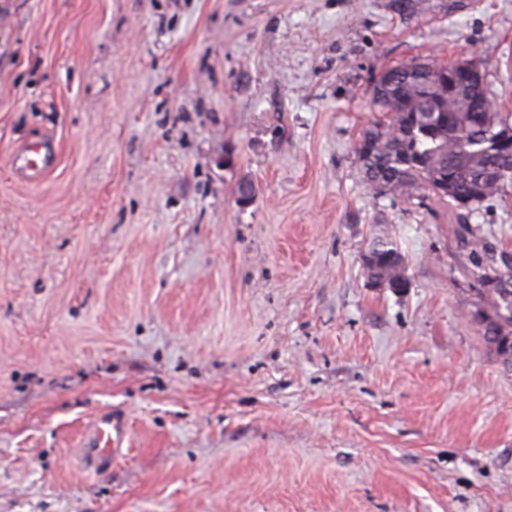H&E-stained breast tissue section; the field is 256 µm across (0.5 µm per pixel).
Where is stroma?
<instances>
[{
	"instance_id": "35a3bbf8",
	"label": "stroma",
	"mask_w": 512,
	"mask_h": 512,
	"mask_svg": "<svg viewBox=\"0 0 512 512\" xmlns=\"http://www.w3.org/2000/svg\"><path fill=\"white\" fill-rule=\"evenodd\" d=\"M472 52L512 114V0H0V512H512L466 244L512 257V184L467 217L356 153L380 72ZM14 166L30 178H39L53 166L50 147L46 144H32L20 148L14 157ZM372 245L378 246V257L375 267L373 269V273L380 279H385L390 284L391 288L396 291H400L403 288H407L408 282L405 278L406 285L402 287V279L399 274V266L393 260L391 256L392 253L401 254L398 245L395 241L386 238V237H376L374 238L369 247ZM127 416L120 409H106L95 415L82 435L84 461L95 471L106 472L124 459L130 448Z\"/></svg>"
}]
</instances>
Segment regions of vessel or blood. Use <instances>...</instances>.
I'll use <instances>...</instances> for the list:
<instances>
[{"instance_id": "vessel-or-blood-1", "label": "vessel or blood", "mask_w": 512, "mask_h": 512, "mask_svg": "<svg viewBox=\"0 0 512 512\" xmlns=\"http://www.w3.org/2000/svg\"><path fill=\"white\" fill-rule=\"evenodd\" d=\"M14 165L29 177L38 178L53 166L50 148L33 144L19 149ZM130 431L127 416L119 409L100 411L86 426L81 448L85 462L98 472H105L129 452Z\"/></svg>"}]
</instances>
